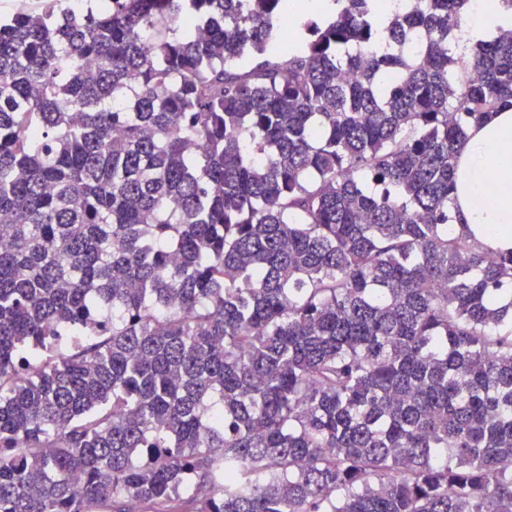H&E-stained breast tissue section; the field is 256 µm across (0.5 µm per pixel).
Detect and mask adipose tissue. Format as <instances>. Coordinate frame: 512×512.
Returning <instances> with one entry per match:
<instances>
[{
	"instance_id": "adipose-tissue-1",
	"label": "adipose tissue",
	"mask_w": 512,
	"mask_h": 512,
	"mask_svg": "<svg viewBox=\"0 0 512 512\" xmlns=\"http://www.w3.org/2000/svg\"><path fill=\"white\" fill-rule=\"evenodd\" d=\"M468 24L456 33L471 45L494 28L512 29V10L499 0H473ZM452 196L458 223L494 250H512V109L470 127L460 147Z\"/></svg>"
}]
</instances>
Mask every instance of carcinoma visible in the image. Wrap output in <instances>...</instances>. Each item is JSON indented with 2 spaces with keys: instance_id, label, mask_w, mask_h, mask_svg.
<instances>
[{
  "instance_id": "obj_1",
  "label": "carcinoma",
  "mask_w": 512,
  "mask_h": 512,
  "mask_svg": "<svg viewBox=\"0 0 512 512\" xmlns=\"http://www.w3.org/2000/svg\"><path fill=\"white\" fill-rule=\"evenodd\" d=\"M467 2L0 20V512H512V251L451 197L512 29L456 54Z\"/></svg>"
}]
</instances>
